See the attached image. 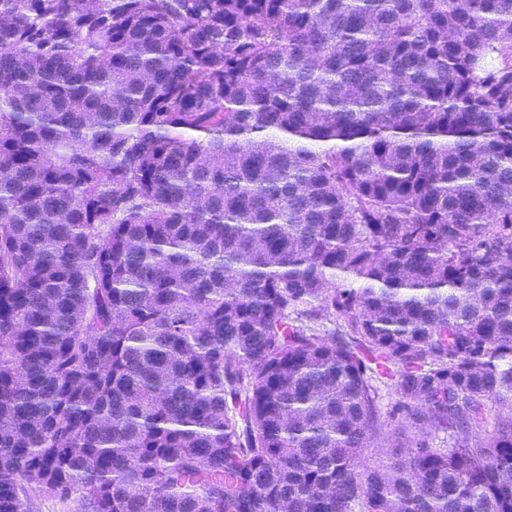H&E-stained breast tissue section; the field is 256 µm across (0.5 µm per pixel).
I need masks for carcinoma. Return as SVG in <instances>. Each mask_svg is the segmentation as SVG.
Instances as JSON below:
<instances>
[{"label":"carcinoma","instance_id":"1","mask_svg":"<svg viewBox=\"0 0 512 512\" xmlns=\"http://www.w3.org/2000/svg\"><path fill=\"white\" fill-rule=\"evenodd\" d=\"M73 494L512 512V0H0V512Z\"/></svg>","mask_w":512,"mask_h":512}]
</instances>
